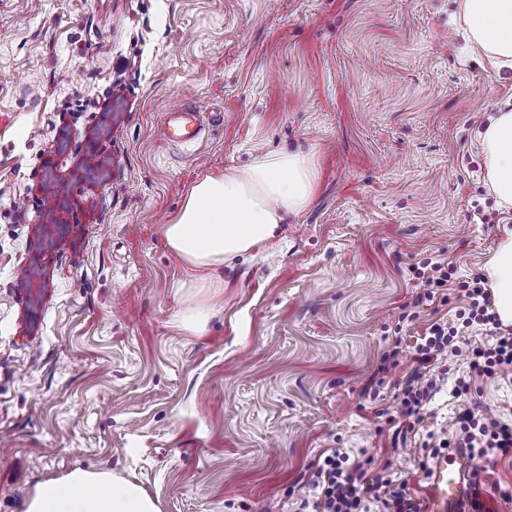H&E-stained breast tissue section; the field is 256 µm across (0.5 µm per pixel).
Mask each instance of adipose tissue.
Masks as SVG:
<instances>
[{
	"instance_id": "obj_1",
	"label": "adipose tissue",
	"mask_w": 512,
	"mask_h": 512,
	"mask_svg": "<svg viewBox=\"0 0 512 512\" xmlns=\"http://www.w3.org/2000/svg\"><path fill=\"white\" fill-rule=\"evenodd\" d=\"M467 40L492 67H512V0H457ZM484 185L498 209L512 214V101L497 106L474 131ZM315 149L260 156L242 169L208 174L190 189L163 235L172 256L193 270L188 289L218 288L217 272L270 243L286 218L302 214L317 191ZM484 274L502 322H512V229L506 230ZM24 512H159L140 486L106 472L75 470L39 483Z\"/></svg>"
}]
</instances>
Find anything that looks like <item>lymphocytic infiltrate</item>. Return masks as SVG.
I'll use <instances>...</instances> for the list:
<instances>
[{
    "label": "lymphocytic infiltrate",
    "mask_w": 512,
    "mask_h": 512,
    "mask_svg": "<svg viewBox=\"0 0 512 512\" xmlns=\"http://www.w3.org/2000/svg\"><path fill=\"white\" fill-rule=\"evenodd\" d=\"M463 290L468 313L461 323L434 320L414 335L412 348L419 370L397 395L390 423L409 429L422 423L424 407L437 383L435 373L447 368L451 357L465 355L470 371L480 376L512 373V327L503 326L492 312L484 278L473 277ZM476 324L488 327L493 343L472 345L470 330ZM438 446L475 448L483 456L505 454L512 451V425L466 404L457 417L456 439H440ZM311 485L318 491L314 512H369L368 506L374 502L379 503L380 512H422L419 500L405 486H394L384 471L350 460L340 448L315 463Z\"/></svg>",
    "instance_id": "obj_1"
}]
</instances>
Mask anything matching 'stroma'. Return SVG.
Masks as SVG:
<instances>
[{
	"mask_svg": "<svg viewBox=\"0 0 512 512\" xmlns=\"http://www.w3.org/2000/svg\"><path fill=\"white\" fill-rule=\"evenodd\" d=\"M454 0H0V512L74 469L140 484L160 512H298L331 449L436 507L428 432L466 380L512 424V375L450 364L422 424L385 414L416 367L397 335L454 319L506 217L473 130L512 98ZM201 111L172 144L166 113ZM315 148L320 183L272 247L226 265L203 334L178 330L188 269L163 226L203 175ZM455 265L444 306L410 269ZM415 306L414 321L401 320ZM483 512H512V455Z\"/></svg>",
	"mask_w": 512,
	"mask_h": 512,
	"instance_id": "stroma-1",
	"label": "stroma"
}]
</instances>
